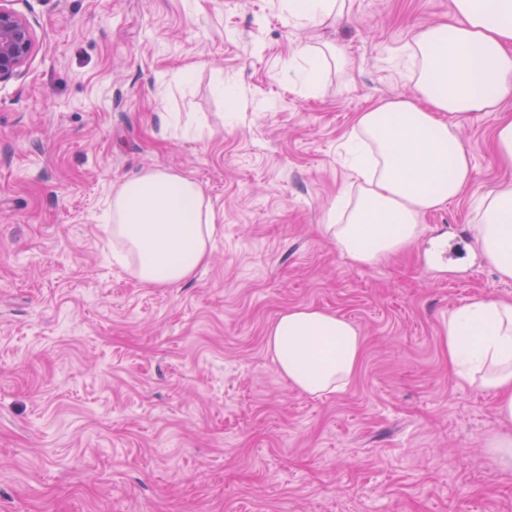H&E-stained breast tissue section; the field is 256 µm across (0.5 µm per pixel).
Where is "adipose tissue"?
<instances>
[{
	"instance_id": "1",
	"label": "adipose tissue",
	"mask_w": 512,
	"mask_h": 512,
	"mask_svg": "<svg viewBox=\"0 0 512 512\" xmlns=\"http://www.w3.org/2000/svg\"><path fill=\"white\" fill-rule=\"evenodd\" d=\"M352 0H282L289 23L344 18ZM409 93L358 113L348 136L357 192L332 206L326 232L353 268L366 269L416 243L424 219L457 198L474 166L457 118L512 99V0H450L448 21L419 27L409 46ZM108 230L116 255L142 283L170 288L207 264L217 230L194 179L152 170L112 196ZM498 278L512 281V181L484 195L471 226ZM442 341L454 377L496 401L506 432L489 440L512 469V300L472 298L449 311ZM267 348L301 394L346 391L362 363L360 332L336 313L294 306L267 331Z\"/></svg>"
}]
</instances>
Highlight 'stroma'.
I'll use <instances>...</instances> for the list:
<instances>
[{
  "label": "stroma",
  "mask_w": 512,
  "mask_h": 512,
  "mask_svg": "<svg viewBox=\"0 0 512 512\" xmlns=\"http://www.w3.org/2000/svg\"><path fill=\"white\" fill-rule=\"evenodd\" d=\"M13 7L37 50L0 85V512H512L495 401L440 344L453 308L512 299L469 229L512 179L491 144L512 100L462 121L474 177L407 254L358 271L323 230L357 113L409 92L414 31L449 0H353L319 26L281 0ZM303 43L350 68L308 86ZM151 170L196 180L219 224L173 288L117 264L104 228ZM296 305L360 330L345 392L303 395L274 364L267 329ZM495 463L503 470L512 469V432H503L488 441Z\"/></svg>",
  "instance_id": "stroma-1"
}]
</instances>
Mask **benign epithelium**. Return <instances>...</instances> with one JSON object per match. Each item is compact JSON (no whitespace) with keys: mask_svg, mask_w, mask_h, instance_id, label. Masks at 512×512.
<instances>
[{"mask_svg":"<svg viewBox=\"0 0 512 512\" xmlns=\"http://www.w3.org/2000/svg\"><path fill=\"white\" fill-rule=\"evenodd\" d=\"M0 0V84L20 77L36 50L31 22Z\"/></svg>","mask_w":512,"mask_h":512,"instance_id":"1","label":"benign epithelium"}]
</instances>
